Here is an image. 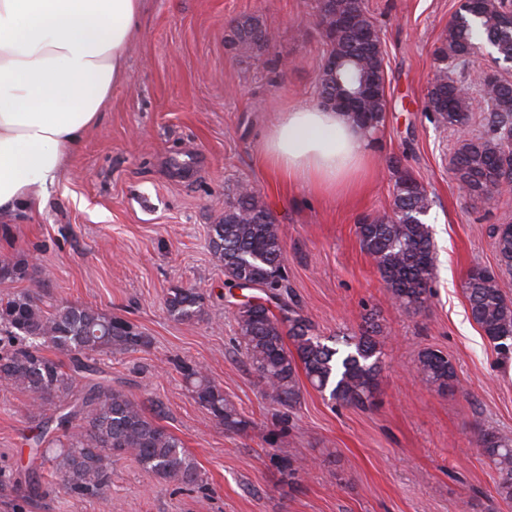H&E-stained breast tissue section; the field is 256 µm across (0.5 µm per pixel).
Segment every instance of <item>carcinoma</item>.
<instances>
[{
    "label": "carcinoma",
    "mask_w": 512,
    "mask_h": 512,
    "mask_svg": "<svg viewBox=\"0 0 512 512\" xmlns=\"http://www.w3.org/2000/svg\"><path fill=\"white\" fill-rule=\"evenodd\" d=\"M333 3L330 9L325 0H318V22L327 30L328 54L347 59L338 79L349 90L364 75L374 83L385 82L382 42L368 41L376 27L364 0ZM335 12L350 17L348 29H333ZM266 41L267 29L258 19L248 16L233 23L236 49L260 51ZM481 43L494 50L496 60L512 63V18L501 0H473L466 12L448 24L435 50L439 66L425 108L436 126L454 129L470 120L473 108L455 74L469 68L470 57ZM338 79L327 70L321 72L319 97L329 96ZM476 83L487 102L482 114L484 132L460 141L452 166L467 197L485 201L512 189V172L507 170L512 162L502 143L504 132L512 129V81L479 74ZM386 106V97H371L363 102V112L351 119L370 133L383 124ZM390 164L395 174L391 212L365 216L357 225V236L393 302L407 315L416 316L427 307L435 278L434 244L427 223L433 200L401 161L393 159ZM494 238L498 271L471 268L463 290L471 319L495 347L506 350L512 348V300L500 288L499 274L512 273V224L498 225ZM209 242L230 286L247 289L242 278L261 284L267 288L263 297L275 301L280 311L276 315L263 307L240 309L235 319L238 345L264 396L284 409L281 424L288 425L290 412L300 403L301 372L332 400L360 409L373 403L386 340L379 313L364 314L357 332L342 335L332 345L314 334L312 322L288 290L279 228L260 192L238 185L224 205V216L210 226ZM25 274L24 261L0 260V284ZM166 307L177 321H197L204 314V297L194 288H173ZM146 345V336L132 323L88 306L62 302L46 310L40 294L29 290L0 299V382L30 394L37 409L52 407L37 426L32 450L38 452L44 445L52 449L43 460L51 463L58 484L75 497L106 493L112 484V462L126 455L166 482L202 487L201 473L179 439L146 415L144 403L98 377V357L134 352ZM45 347L68 356L69 369L45 356ZM416 368L422 381L439 393L456 386L455 366L439 350L422 349ZM181 370L193 396L225 432L247 431L250 422L204 371L187 364ZM80 378L87 383L76 394ZM478 444L495 471V499L512 503V438L483 430ZM270 462L290 481L305 470L297 457L274 454Z\"/></svg>",
    "instance_id": "cac0c4a2"
}]
</instances>
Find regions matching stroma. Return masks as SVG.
Instances as JSON below:
<instances>
[{"instance_id": "obj_1", "label": "stroma", "mask_w": 512, "mask_h": 512, "mask_svg": "<svg viewBox=\"0 0 512 512\" xmlns=\"http://www.w3.org/2000/svg\"><path fill=\"white\" fill-rule=\"evenodd\" d=\"M380 32L387 110L357 192L313 196L273 177L261 161L265 133L284 109L317 102L327 54L317 0H144L127 48L126 81L97 125L70 153L38 205L0 216V259L24 260V289L44 306L82 304L120 316L147 336L141 350L102 357L113 388L161 402L157 422L177 437L204 477L177 490L133 458L112 465L102 496L74 499L49 465H31L32 399L0 386V466L36 470L40 496L23 512H512L492 503L495 474L480 431L512 436V353L499 354L469 315L467 271L496 267L493 229L512 222V191L492 203L465 197L451 158L456 131L425 112L433 52L458 0H365ZM258 18L275 34L257 55L230 44L234 21ZM401 159L433 200V296L417 316L402 312L361 250L357 224L390 211ZM259 188L276 218L288 285L316 334L357 331L366 310L387 330L375 405L335 403L308 381L288 426L234 342L235 307L208 244L211 224L241 183ZM195 288L205 314L174 320L170 289ZM447 353L454 391L441 394L416 371L420 350ZM201 367L249 420L226 434L188 389L175 360ZM308 461L282 481L269 452Z\"/></svg>"}]
</instances>
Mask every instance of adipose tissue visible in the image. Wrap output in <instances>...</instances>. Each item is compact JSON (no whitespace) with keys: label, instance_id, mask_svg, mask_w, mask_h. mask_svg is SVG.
<instances>
[{"label":"adipose tissue","instance_id":"obj_1","mask_svg":"<svg viewBox=\"0 0 512 512\" xmlns=\"http://www.w3.org/2000/svg\"><path fill=\"white\" fill-rule=\"evenodd\" d=\"M143 0H0V214L33 205L127 77ZM369 139L347 113L284 109L263 161L301 191L356 190Z\"/></svg>","mask_w":512,"mask_h":512}]
</instances>
